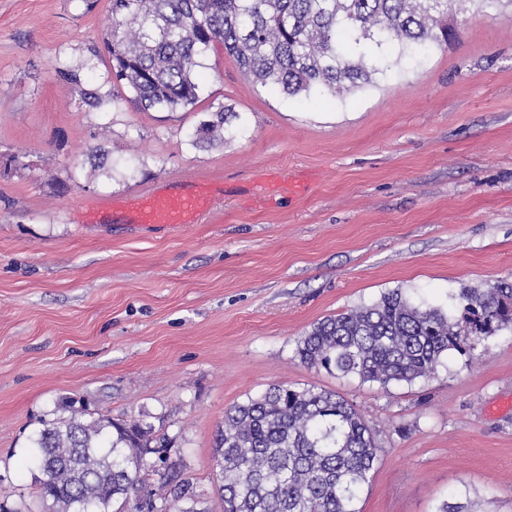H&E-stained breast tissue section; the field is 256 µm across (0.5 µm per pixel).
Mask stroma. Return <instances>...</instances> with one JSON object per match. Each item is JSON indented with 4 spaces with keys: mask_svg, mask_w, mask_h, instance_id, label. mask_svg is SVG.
Returning a JSON list of instances; mask_svg holds the SVG:
<instances>
[{
    "mask_svg": "<svg viewBox=\"0 0 512 512\" xmlns=\"http://www.w3.org/2000/svg\"><path fill=\"white\" fill-rule=\"evenodd\" d=\"M108 6L0 0V161L28 162L0 172V506L45 512L28 438L77 399L166 435L195 493L179 512H220L225 409L285 384L336 392L379 431L360 512L464 494L512 512V328L477 362L452 351L386 390L293 356L314 323L388 291L446 311L461 285L512 278V5L469 9L451 46L335 99L256 85L218 45L176 112L113 87ZM220 106L223 141L193 147ZM157 193L210 203L185 226L142 223Z\"/></svg>",
    "mask_w": 512,
    "mask_h": 512,
    "instance_id": "35a3bbf8",
    "label": "stroma"
}]
</instances>
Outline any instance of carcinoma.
Returning a JSON list of instances; mask_svg holds the SVG:
<instances>
[{"label": "carcinoma", "mask_w": 512, "mask_h": 512, "mask_svg": "<svg viewBox=\"0 0 512 512\" xmlns=\"http://www.w3.org/2000/svg\"><path fill=\"white\" fill-rule=\"evenodd\" d=\"M469 0H110L106 48L113 83L144 111L174 112L199 102L196 71L219 43L254 83L295 97L349 93L373 82L407 54L445 49L458 38ZM233 112L221 108L192 144L224 138ZM452 317L412 303L401 291L315 323L294 356L309 369L354 376L386 389L434 373L450 351L512 327V280L463 286ZM31 437L25 467L53 512H142L135 499L147 476L150 496H193L167 465L166 438L139 421L86 420L65 403ZM380 442L333 391L274 384L224 411L215 438L222 512H360Z\"/></svg>", "instance_id": "1"}]
</instances>
